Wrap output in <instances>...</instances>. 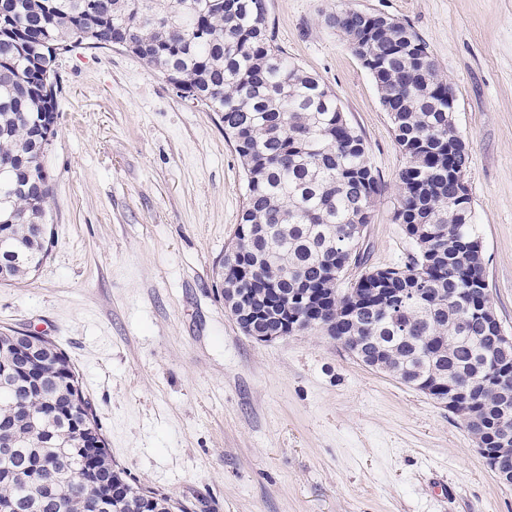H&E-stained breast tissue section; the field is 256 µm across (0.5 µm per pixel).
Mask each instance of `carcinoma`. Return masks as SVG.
Wrapping results in <instances>:
<instances>
[{
    "label": "carcinoma",
    "instance_id": "obj_1",
    "mask_svg": "<svg viewBox=\"0 0 512 512\" xmlns=\"http://www.w3.org/2000/svg\"><path fill=\"white\" fill-rule=\"evenodd\" d=\"M325 21L365 51L380 101L407 162L399 173L396 220L416 245L402 266L365 273L341 288L330 267L360 254L383 185L364 140L338 108L335 93L288 56L269 29L265 0H0V284L16 285L47 257L41 230L51 196L41 163L55 127L60 57L74 43H127L176 93L218 114L245 177L235 239L242 252L224 281L241 293L306 286L315 300L253 302L259 329L286 320L298 332L336 320L344 348L361 340L382 354L387 372L407 370L461 392L466 423L486 438L502 433L498 405L512 393V345L475 313L491 305L472 209L457 197L469 165L452 86L410 26L381 15L338 9ZM376 288H417V301L383 309ZM0 502L8 512H94L106 494L94 459L104 458L126 493L124 512H186L171 497L129 482L112 466L106 441L66 354L42 335L0 332Z\"/></svg>",
    "mask_w": 512,
    "mask_h": 512
}]
</instances>
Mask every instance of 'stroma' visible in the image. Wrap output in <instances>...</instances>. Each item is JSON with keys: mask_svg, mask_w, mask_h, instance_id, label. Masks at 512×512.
<instances>
[{"mask_svg": "<svg viewBox=\"0 0 512 512\" xmlns=\"http://www.w3.org/2000/svg\"><path fill=\"white\" fill-rule=\"evenodd\" d=\"M277 43L336 94L384 186L352 284L406 263V157L376 83L325 22L410 25L456 95L492 307L512 336V0H266ZM48 256L0 286V328L48 336L75 367L113 463L189 512H512L459 418L324 333L260 343L213 269L245 174L224 125L123 50L59 61Z\"/></svg>", "mask_w": 512, "mask_h": 512, "instance_id": "1", "label": "stroma"}]
</instances>
